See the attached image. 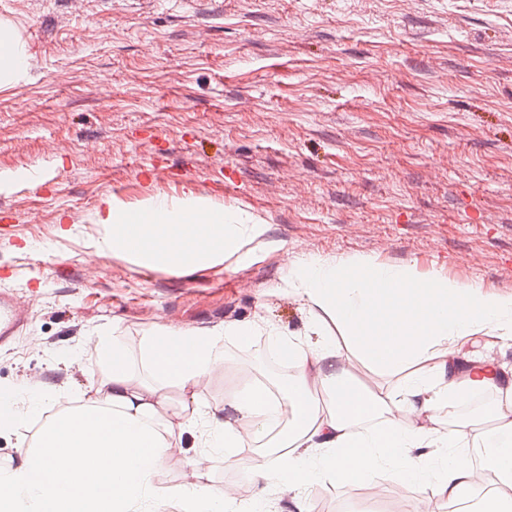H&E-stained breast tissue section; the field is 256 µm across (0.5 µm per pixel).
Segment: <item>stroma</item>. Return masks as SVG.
Listing matches in <instances>:
<instances>
[{"label":"stroma","mask_w":512,"mask_h":512,"mask_svg":"<svg viewBox=\"0 0 512 512\" xmlns=\"http://www.w3.org/2000/svg\"><path fill=\"white\" fill-rule=\"evenodd\" d=\"M26 78L0 87V291L26 322L0 346V387L51 393L16 431L107 380L88 337L124 343L140 378L156 326L204 332L313 315L272 292L288 264L367 257L512 294V0H0ZM254 214L241 253L147 268L89 239L105 202L186 193ZM267 336L228 341L211 405L267 382ZM377 473L309 487L308 512H408L423 496Z\"/></svg>","instance_id":"1"}]
</instances>
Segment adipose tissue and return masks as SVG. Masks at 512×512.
<instances>
[{"mask_svg": "<svg viewBox=\"0 0 512 512\" xmlns=\"http://www.w3.org/2000/svg\"><path fill=\"white\" fill-rule=\"evenodd\" d=\"M24 50L16 31L0 25V86L23 80ZM93 241L99 251L150 266H201L223 262L250 239L256 221L242 211L186 194L170 204L155 197L131 209L109 202ZM280 289L330 317L343 331L335 339L322 319L307 337L288 336L260 321L228 323L202 333L162 326L144 342L156 384L140 380L119 338L103 333L89 342L103 357L109 380L92 405L48 422L17 464L0 466V512H272V498L298 497L324 480L381 469L404 485L426 480L430 502H457L472 487L471 466L435 457L434 449L469 446L512 450V379L491 355L467 357L475 336L488 347L512 339V294L464 285L411 266L370 259L319 257L291 263ZM275 337L280 359L291 364L288 389L260 384L211 407L201 381L224 365V342ZM408 375L396 393L367 396L348 384L350 354ZM182 391L170 412L162 382ZM503 388L485 413L492 430L443 428L442 416L474 387ZM371 417L381 431H359L354 418ZM198 433L200 454L184 465L196 479L163 486L157 476L186 429ZM261 449L246 461L243 450ZM242 467L256 494L239 503L204 480L207 462Z\"/></svg>", "mask_w": 512, "mask_h": 512, "instance_id": "adipose-tissue-1", "label": "adipose tissue"}]
</instances>
